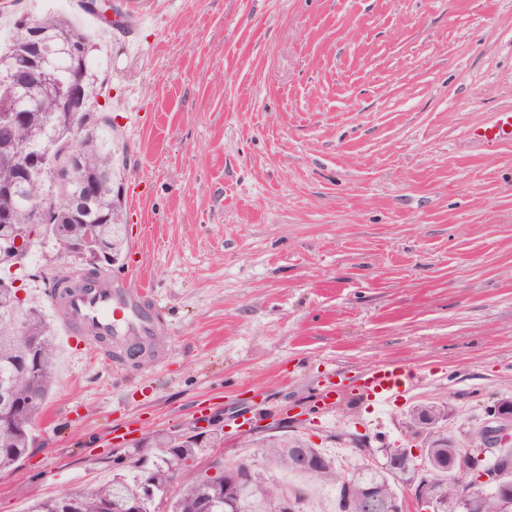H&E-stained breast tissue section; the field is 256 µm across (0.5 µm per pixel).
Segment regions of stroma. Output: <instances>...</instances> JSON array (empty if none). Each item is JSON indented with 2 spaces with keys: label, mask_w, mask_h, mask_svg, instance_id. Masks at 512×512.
I'll use <instances>...</instances> for the list:
<instances>
[{
  "label": "stroma",
  "mask_w": 512,
  "mask_h": 512,
  "mask_svg": "<svg viewBox=\"0 0 512 512\" xmlns=\"http://www.w3.org/2000/svg\"><path fill=\"white\" fill-rule=\"evenodd\" d=\"M142 17L102 29L79 0H0L23 15L76 17L90 72L128 151L124 218L168 328L154 357L109 366L103 344L59 341L58 384L35 446L0 473V512L151 464L142 435L202 415L242 455L236 419L278 424L343 465L366 449L420 444L411 405L447 401L468 434L512 398V0H105ZM87 266L33 232L18 273L53 314L52 275ZM413 371L386 410L357 392L331 414L328 376Z\"/></svg>",
  "instance_id": "stroma-1"
}]
</instances>
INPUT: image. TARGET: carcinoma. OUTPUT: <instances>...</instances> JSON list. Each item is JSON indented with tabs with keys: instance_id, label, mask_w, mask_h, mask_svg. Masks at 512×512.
Wrapping results in <instances>:
<instances>
[{
	"instance_id": "carcinoma-1",
	"label": "carcinoma",
	"mask_w": 512,
	"mask_h": 512,
	"mask_svg": "<svg viewBox=\"0 0 512 512\" xmlns=\"http://www.w3.org/2000/svg\"><path fill=\"white\" fill-rule=\"evenodd\" d=\"M50 44H80L76 55L57 53L52 66L58 79L71 88L70 101L43 93L24 113V120L12 132L16 144L23 145L35 134L48 138L51 146L47 171L42 183L24 191L16 182L12 145L0 140V242L19 233L35 231L42 234L67 257L79 250L87 252L103 247L109 260L118 262L127 249L121 196L117 187L123 183L126 171L124 150L114 137L112 120L91 110L95 88L89 72L91 35L69 15L49 12L37 18ZM28 29L15 21L10 30L8 46L0 51L14 54L12 65L20 77L28 76V66L15 55L25 49ZM83 144L82 161L74 158L73 147ZM89 192L90 209L76 217L70 203L73 198ZM44 196L55 203L45 215H36L27 197ZM17 288L13 274L0 264V380L16 378L14 404L0 409V472L11 470L24 458L33 444L32 421L42 411L44 403L57 382L54 370L56 346L43 309L36 303L21 306L16 300ZM22 321L31 341L40 344V362L31 360L12 340L13 322ZM450 410L446 402L416 405L409 411L411 424L425 432L422 454L407 455L403 447L385 449L384 463L374 465L365 460L343 473L336 462L324 456L310 440L299 436L270 440L264 444L267 467L256 468L252 481L256 493L246 501L243 512H280V499L303 505L315 487L331 488L336 492L337 512H364L363 496L368 489L392 502L401 499L395 482L416 481L436 497L442 512H459L462 499L485 504L484 512H502L500 503L512 502V467L501 473L498 485H484L474 480L477 466L496 468L501 459H512V445L506 444L490 456L480 459L476 449L457 439L448 431ZM152 447L159 449V462L153 467L111 481L92 489L83 497L79 512H127L126 506L139 499L142 485L151 482L164 492L171 481L168 459L179 455L193 459L202 452L198 445L182 444L170 434L152 438ZM306 456L317 459L321 466L309 470L298 464ZM253 463L243 457L224 473V486L229 490L238 483L242 472ZM277 469L295 478L292 486L275 481L269 469ZM168 512H230L227 507L209 508L207 490L196 482L193 473L184 475L179 494L167 501Z\"/></svg>"
}]
</instances>
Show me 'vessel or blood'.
<instances>
[{
  "label": "vessel or blood",
  "instance_id": "vessel-or-blood-1",
  "mask_svg": "<svg viewBox=\"0 0 512 512\" xmlns=\"http://www.w3.org/2000/svg\"><path fill=\"white\" fill-rule=\"evenodd\" d=\"M66 334L95 332L110 343L141 350L153 344L165 328L162 310L148 292L132 294L105 281L88 292H77L63 299L56 309ZM416 380L411 373L393 365L373 369L356 389L387 407L406 398Z\"/></svg>",
  "mask_w": 512,
  "mask_h": 512
}]
</instances>
